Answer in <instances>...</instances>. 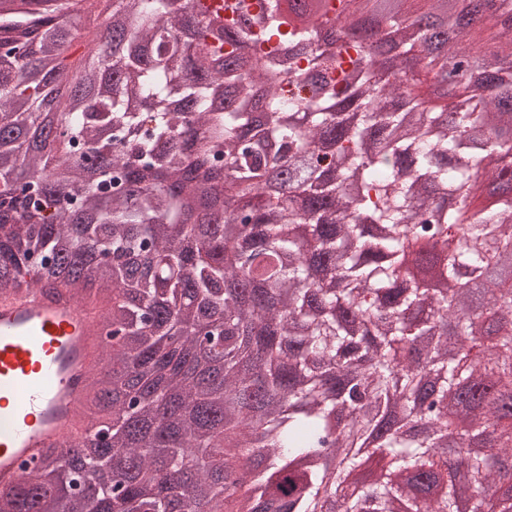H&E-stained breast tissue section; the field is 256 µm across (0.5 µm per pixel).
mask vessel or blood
<instances>
[{
  "instance_id": "b4317fda",
  "label": "vessel or blood",
  "mask_w": 512,
  "mask_h": 512,
  "mask_svg": "<svg viewBox=\"0 0 512 512\" xmlns=\"http://www.w3.org/2000/svg\"><path fill=\"white\" fill-rule=\"evenodd\" d=\"M96 311L63 287L0 297V487L77 439L81 377L102 362Z\"/></svg>"
}]
</instances>
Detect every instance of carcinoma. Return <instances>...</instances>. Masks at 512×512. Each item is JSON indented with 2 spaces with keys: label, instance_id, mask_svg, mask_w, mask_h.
Here are the masks:
<instances>
[{
  "label": "carcinoma",
  "instance_id": "carcinoma-1",
  "mask_svg": "<svg viewBox=\"0 0 512 512\" xmlns=\"http://www.w3.org/2000/svg\"><path fill=\"white\" fill-rule=\"evenodd\" d=\"M325 2L0 0V195L41 213L0 239V294L62 285L116 339L78 418L109 433L0 491V512H456L459 476L475 512H512V280L492 276L512 261V0H455L437 45L440 0L358 27L373 0L332 19ZM89 13L106 28L70 63ZM389 48L449 100L377 71ZM194 147L224 171L204 237ZM443 376L484 389L467 425L497 446L465 452Z\"/></svg>",
  "mask_w": 512,
  "mask_h": 512
}]
</instances>
